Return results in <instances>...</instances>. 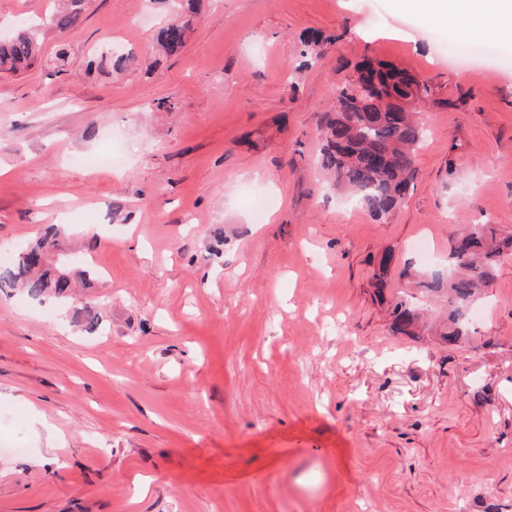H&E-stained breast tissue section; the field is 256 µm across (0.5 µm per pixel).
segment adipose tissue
Instances as JSON below:
<instances>
[{"mask_svg":"<svg viewBox=\"0 0 512 512\" xmlns=\"http://www.w3.org/2000/svg\"><path fill=\"white\" fill-rule=\"evenodd\" d=\"M404 9L463 43L489 35L512 45V0H403Z\"/></svg>","mask_w":512,"mask_h":512,"instance_id":"adipose-tissue-1","label":"adipose tissue"}]
</instances>
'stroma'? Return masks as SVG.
<instances>
[{
	"label": "stroma",
	"mask_w": 512,
	"mask_h": 512,
	"mask_svg": "<svg viewBox=\"0 0 512 512\" xmlns=\"http://www.w3.org/2000/svg\"><path fill=\"white\" fill-rule=\"evenodd\" d=\"M55 8L0 0L1 34L42 27L40 61L0 77V254L59 224L95 274L70 301L0 294V512H512V259L455 345L419 285L447 276L453 228L512 232V46L460 60L401 0H201L159 62L169 0H91L63 35ZM115 31L139 68L86 74ZM368 57L432 89L384 221L314 166ZM387 250L414 274L379 295ZM400 296L419 335L390 329ZM91 299L93 334L71 318Z\"/></svg>",
	"instance_id": "stroma-1"
}]
</instances>
